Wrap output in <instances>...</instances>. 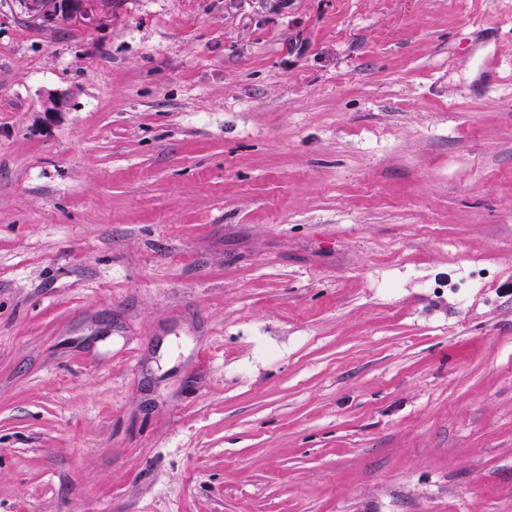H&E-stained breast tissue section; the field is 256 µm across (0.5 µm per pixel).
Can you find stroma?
Here are the masks:
<instances>
[{
  "instance_id": "stroma-1",
  "label": "stroma",
  "mask_w": 512,
  "mask_h": 512,
  "mask_svg": "<svg viewBox=\"0 0 512 512\" xmlns=\"http://www.w3.org/2000/svg\"><path fill=\"white\" fill-rule=\"evenodd\" d=\"M85 8L0 0V512H512V0Z\"/></svg>"
}]
</instances>
